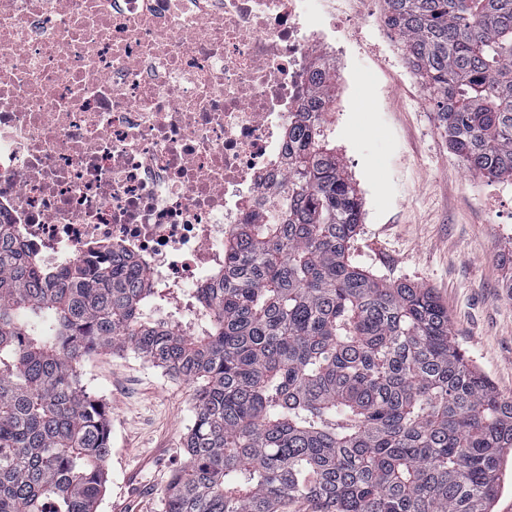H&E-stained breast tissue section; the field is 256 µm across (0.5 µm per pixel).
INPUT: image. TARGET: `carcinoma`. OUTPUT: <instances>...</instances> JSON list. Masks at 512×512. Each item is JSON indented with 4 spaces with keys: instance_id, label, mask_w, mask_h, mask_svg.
<instances>
[{
    "instance_id": "cac0c4a2",
    "label": "carcinoma",
    "mask_w": 512,
    "mask_h": 512,
    "mask_svg": "<svg viewBox=\"0 0 512 512\" xmlns=\"http://www.w3.org/2000/svg\"><path fill=\"white\" fill-rule=\"evenodd\" d=\"M450 149L512 181V0H383ZM310 76L266 217L237 225L175 331L112 245L56 270L0 223V512H97L110 431L81 361L133 351L195 384L188 458L164 512H492L512 397L469 364L425 286L349 257L362 203L324 126L336 69Z\"/></svg>"
}]
</instances>
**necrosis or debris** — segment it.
<instances>
[{"label":"necrosis or debris","instance_id":"obj_1","mask_svg":"<svg viewBox=\"0 0 512 512\" xmlns=\"http://www.w3.org/2000/svg\"><path fill=\"white\" fill-rule=\"evenodd\" d=\"M336 0H0V220L54 266L112 244L200 329L224 228L268 207Z\"/></svg>","mask_w":512,"mask_h":512}]
</instances>
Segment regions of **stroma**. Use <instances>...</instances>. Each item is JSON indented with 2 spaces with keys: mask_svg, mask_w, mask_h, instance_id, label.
<instances>
[{
  "mask_svg": "<svg viewBox=\"0 0 512 512\" xmlns=\"http://www.w3.org/2000/svg\"><path fill=\"white\" fill-rule=\"evenodd\" d=\"M381 16V0H351L340 19L360 27L362 42L336 58L344 82L326 130L363 199L352 257L375 275L431 288L460 348L512 396V182L472 174L449 149ZM350 94L364 111H343ZM81 373L111 432L97 512H164V490L186 462L192 383L131 351L92 354Z\"/></svg>",
  "mask_w": 512,
  "mask_h": 512,
  "instance_id": "1",
  "label": "stroma"
}]
</instances>
